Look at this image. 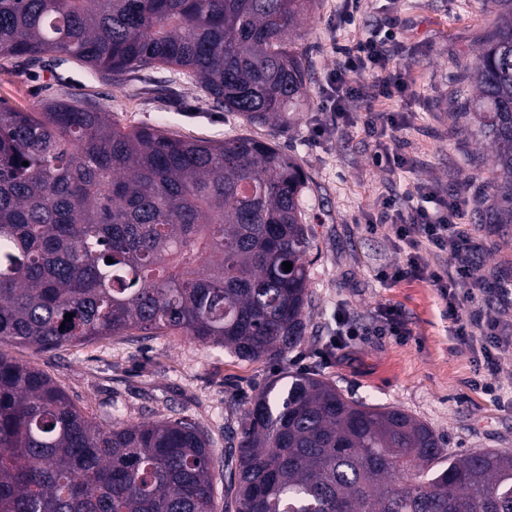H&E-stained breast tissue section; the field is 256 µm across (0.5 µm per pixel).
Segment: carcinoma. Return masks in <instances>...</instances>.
I'll return each mask as SVG.
<instances>
[{"label": "carcinoma", "mask_w": 512, "mask_h": 512, "mask_svg": "<svg viewBox=\"0 0 512 512\" xmlns=\"http://www.w3.org/2000/svg\"><path fill=\"white\" fill-rule=\"evenodd\" d=\"M497 2L464 111L495 146V220L512 224V0ZM315 5L0 0V59L37 67L55 54L114 86L162 68L276 128L304 106L295 37ZM305 185L285 153L248 136L184 140L65 99L1 104L0 344L38 353L181 333L244 361L284 356L310 303ZM291 378L276 403L265 386L246 410L224 512H512V451L441 468L444 442L423 421L349 400L316 373ZM214 466L194 422L101 425L0 354V512H217Z\"/></svg>", "instance_id": "carcinoma-1"}]
</instances>
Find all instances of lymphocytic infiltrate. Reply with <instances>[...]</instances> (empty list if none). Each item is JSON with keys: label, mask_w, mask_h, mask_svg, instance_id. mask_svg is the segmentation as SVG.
I'll use <instances>...</instances> for the list:
<instances>
[{"label": "lymphocytic infiltrate", "mask_w": 512, "mask_h": 512, "mask_svg": "<svg viewBox=\"0 0 512 512\" xmlns=\"http://www.w3.org/2000/svg\"><path fill=\"white\" fill-rule=\"evenodd\" d=\"M340 58L329 76L323 106L333 124H345L364 101L376 98H403L409 83L398 61L399 52L392 30L383 36L358 40L339 50ZM364 125L374 149L373 163L387 174L410 167L402 151L401 133L409 125L406 113L393 112L387 118L366 115ZM432 192L418 190L416 195H389L382 202L380 219L391 223L398 237L406 239L413 252L406 263L397 264L382 274L385 282L424 280L436 288L448 303V320L453 336L460 344H480L483 361L479 373L486 376L483 388L495 393L492 383L500 371V360L494 350L498 346V319L475 305L476 292L483 283L477 266L464 260L470 248V236L460 218L464 198L448 194L433 202ZM436 259L428 267L424 254Z\"/></svg>", "instance_id": "f902f5d3"}]
</instances>
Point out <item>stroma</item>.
Segmentation results:
<instances>
[{"instance_id": "obj_1", "label": "stroma", "mask_w": 512, "mask_h": 512, "mask_svg": "<svg viewBox=\"0 0 512 512\" xmlns=\"http://www.w3.org/2000/svg\"><path fill=\"white\" fill-rule=\"evenodd\" d=\"M348 8L347 0H317L300 27L308 100L278 131L205 104L197 84L158 91L161 69L139 71L127 85L113 86L76 61L28 70L0 60V100L13 107L33 111L47 100L72 98L105 108L122 125L158 127L184 139L250 136L277 144L306 178L312 303L304 341L284 358L242 361L180 334L117 336L41 353L0 346L6 357L41 369L100 424L178 417L196 422L214 451L219 504L228 439L239 434L251 399L270 380L282 392L288 375L312 369L346 396L396 406L425 422L443 437L450 456L512 451V345L500 354L497 395L474 386L480 352L459 346L450 334L446 303L435 288L424 281L386 284L378 277L405 262L410 249L391 227L368 228L390 177L371 162L362 115L348 130L319 132L329 121L320 104L339 59L336 44H353L395 22L411 88L403 100L374 106L408 113L411 122L406 152L414 166L391 178L395 190L424 185L466 197L462 221L472 232L466 259L486 284L480 304L498 316L512 341V224L492 219L498 207L490 189L495 149L469 137L468 118L459 111L474 94L469 68L495 26L493 0H360L353 22L340 24ZM391 306L403 313L405 336H366L346 350L328 351L337 313L369 328Z\"/></svg>"}]
</instances>
